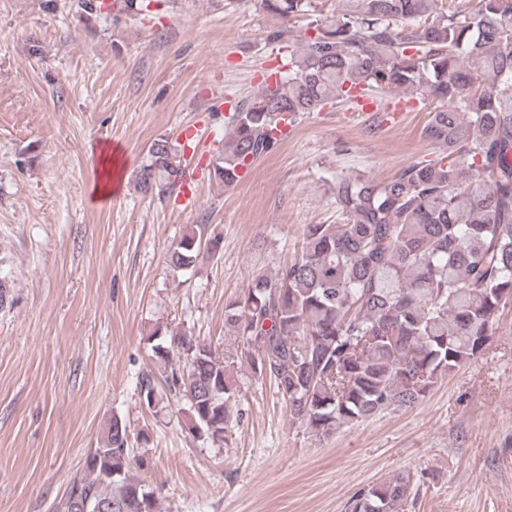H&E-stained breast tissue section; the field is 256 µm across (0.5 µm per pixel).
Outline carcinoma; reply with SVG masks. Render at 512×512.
Listing matches in <instances>:
<instances>
[{
	"label": "carcinoma",
	"instance_id": "cac0c4a2",
	"mask_svg": "<svg viewBox=\"0 0 512 512\" xmlns=\"http://www.w3.org/2000/svg\"><path fill=\"white\" fill-rule=\"evenodd\" d=\"M260 0L273 41L297 48L288 75L238 102L212 161L226 187L274 153L294 126L327 105L356 107L393 90L438 103L423 129L444 156L387 181L340 177L331 186L343 224H307L293 257L253 272L225 307L235 352L219 356L185 332L171 335L182 370L167 379L204 439L220 444L237 385L235 363L270 381L292 422L317 441L376 415L413 407L439 380L480 356L500 309L512 302V0ZM180 146L148 148L144 193L183 183ZM196 229L169 255L176 271L199 256ZM147 407L154 378L139 380ZM126 422L114 417L62 503L87 512H161L131 472ZM418 479L402 472L356 492L346 512H403Z\"/></svg>",
	"mask_w": 512,
	"mask_h": 512
}]
</instances>
